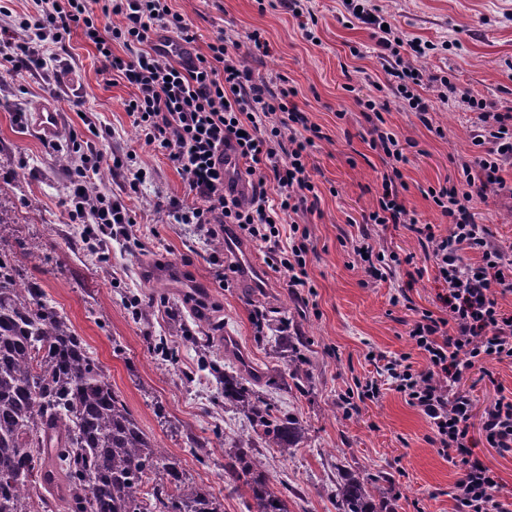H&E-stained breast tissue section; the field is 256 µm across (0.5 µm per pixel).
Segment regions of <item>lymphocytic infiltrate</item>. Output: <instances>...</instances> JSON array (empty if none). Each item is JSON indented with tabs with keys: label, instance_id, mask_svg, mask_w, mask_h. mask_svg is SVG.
<instances>
[{
	"label": "lymphocytic infiltrate",
	"instance_id": "lymphocytic-infiltrate-1",
	"mask_svg": "<svg viewBox=\"0 0 512 512\" xmlns=\"http://www.w3.org/2000/svg\"><path fill=\"white\" fill-rule=\"evenodd\" d=\"M33 12L12 16L0 6L11 25H0V70L13 75L43 77L67 54L73 31L92 43L104 78L119 77L133 88L124 110L140 141L160 148L185 182L184 196L159 197L156 206L170 223L194 224L208 238L224 233L265 244L288 274L287 288L299 300L313 294L307 269L310 235L300 217L314 214L318 188L309 173L313 149L325 141L322 128L298 108V94L287 78L271 80L244 66L243 55L264 57L268 41L259 32L239 40L217 31L206 52L192 68L180 69L158 55L152 45L155 30L176 34L185 42L198 40V29L169 0H33ZM352 17L369 26L378 57L387 64L388 83L395 98L414 112L423 125L436 104L448 103L450 93L476 112L479 149L461 164L459 181L425 190L441 225L422 224L404 204L401 163L405 140L385 125L388 101L362 98L358 104L370 125L368 144L386 163L381 189L353 247L370 282L385 280L394 268L413 266L414 254L385 253L368 231L372 224H403L414 234L435 279L442 285L438 311H419L408 336L427 362L415 368L409 355L368 353L376 368L357 393L359 400L377 401L384 389L400 393L420 411L433 430V442L449 461H460L462 475L448 495L455 512H512V498L501 494L497 471L471 448L473 402L462 381L468 371L489 362L512 363V313L499 298L512 293V255L476 224L471 211L474 192L502 185L505 162L512 160V108L499 111L486 99L458 90L447 76L424 75L410 57L426 55L428 45L400 38L362 0H349ZM22 38L10 37L11 28ZM437 89L435 100L423 98L425 83ZM232 144L245 175H258L249 197L224 192L225 144ZM63 204L71 223L82 225L84 241L125 233L131 217L124 201L105 193L90 194L88 186L100 168L92 145L72 144ZM479 178H472V171ZM288 224L289 240L281 242L280 224ZM495 396L485 407L479 433L487 447L512 457V392L495 384Z\"/></svg>",
	"mask_w": 512,
	"mask_h": 512
}]
</instances>
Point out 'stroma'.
Masks as SVG:
<instances>
[{
  "label": "stroma",
  "mask_w": 512,
  "mask_h": 512,
  "mask_svg": "<svg viewBox=\"0 0 512 512\" xmlns=\"http://www.w3.org/2000/svg\"><path fill=\"white\" fill-rule=\"evenodd\" d=\"M370 2L404 37L434 44V51L413 58L414 67L449 76L459 89L498 109L512 107V0ZM172 6L196 21L199 52L217 30L242 39L260 31L272 51L253 69L287 77L298 90V107L329 136L310 161L320 196L318 212L308 218L315 296L305 303L295 299L264 245L243 238L216 250L195 225L170 223L156 209L158 196L183 195L184 182L163 152L140 142L123 107L132 87L102 79L93 47L78 32L70 40L72 69L63 75L67 97L52 96L41 80L27 75H0V209L9 218L0 226V247L14 253L24 280L42 289L48 305L80 336L142 430L179 460L188 478L219 497L223 512H247L251 502L245 486L224 482V451L245 427L224 403L221 382L235 365L224 354L230 337L259 376L255 390L305 427L297 448L288 452L256 443V456L287 493L291 512H337L342 469L385 476L390 512H453L447 491L460 470L429 443L432 430L421 412L392 390L349 416L339 404L355 380L374 374L368 351L411 352L408 324L415 311L436 308L441 289L434 268L419 256L424 274L412 283L401 269L367 283L355 260L356 220L380 190L385 168L366 141L369 125L355 97L389 100L388 127L411 140L401 167L409 186L403 199L423 224L441 221L423 189L457 176L461 161L476 152L475 113L440 104L427 127L393 101L370 31L350 18L343 0H314L313 43L288 12L260 8L257 0H172ZM45 105L61 115L62 146L74 136L91 139L88 114L113 132L112 139L96 142L101 160L95 185L124 199L133 224L106 249L83 242L81 225L70 222L62 204L60 155L47 153L28 119ZM129 152L147 173L136 192L110 172L113 155ZM501 175L505 189L474 198V220L488 225L495 243L512 248V163ZM32 251L39 262H29ZM248 254L257 259L260 277L240 270ZM216 257L231 267L220 284L212 278ZM163 267L176 268L180 280L198 283V290L190 294L180 280L157 277ZM403 286L410 306H392L391 296ZM147 303L153 306L148 316L141 312ZM296 355L306 360L308 378L290 387L269 384Z\"/></svg>",
  "instance_id": "1"
}]
</instances>
